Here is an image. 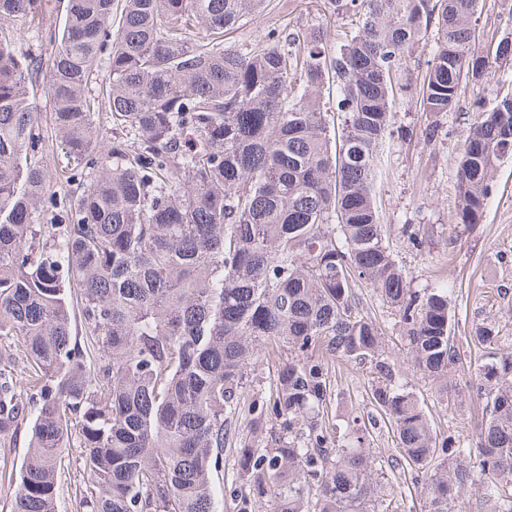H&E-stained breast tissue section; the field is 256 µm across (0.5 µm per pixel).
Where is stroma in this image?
<instances>
[{"label":"stroma","mask_w":512,"mask_h":512,"mask_svg":"<svg viewBox=\"0 0 512 512\" xmlns=\"http://www.w3.org/2000/svg\"><path fill=\"white\" fill-rule=\"evenodd\" d=\"M61 24L54 6H44L38 24L27 28L16 45L18 54L48 60L51 30ZM318 28L328 42L337 33L355 30L350 18L332 9H307L304 0H271L269 7L240 29L226 35L225 46L259 39L268 30ZM473 98L462 93L448 112L422 111L412 96H401L392 108L391 135L386 140L385 172L376 186V202L386 236L399 266L415 289L448 285L457 309L454 332L465 354L461 368L448 374V399L440 401L435 384L413 380L438 432L474 443L475 427L482 419L483 405L473 398L466 384V369L482 361L483 349L472 340L479 324L496 327L502 345L512 346V157L501 159L493 174L483 221L460 223L455 215L456 171L454 159L470 123ZM442 130L440 138L427 141L430 124ZM416 233L419 247L406 237ZM360 307L379 324L389 341L387 354L402 362L404 350L399 325L390 310L369 289L359 293ZM374 376L370 367L338 365L335 395L328 406L333 423L344 424L348 415L371 408ZM29 442L28 425L19 426L11 439L0 444V512H11L12 489L20 474ZM59 485L60 512H81L80 500L88 476L80 460V449L71 446L63 453Z\"/></svg>","instance_id":"1"}]
</instances>
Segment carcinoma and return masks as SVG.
Masks as SVG:
<instances>
[{
	"instance_id": "carcinoma-1",
	"label": "carcinoma",
	"mask_w": 512,
	"mask_h": 512,
	"mask_svg": "<svg viewBox=\"0 0 512 512\" xmlns=\"http://www.w3.org/2000/svg\"><path fill=\"white\" fill-rule=\"evenodd\" d=\"M266 3L64 0L42 67L15 49L37 0H0V338L32 362L0 376V442L36 405L12 512H58L73 441L91 483L82 512H220L228 424L257 354L280 345L290 358L274 392L250 399L234 449L237 512H397L365 446L380 419L398 445L388 469L415 473L426 512H456L470 490L479 512H512V351L488 353L470 381L485 412L475 448L439 437L407 375L445 382L460 364L455 305L445 284L411 288L375 200L392 105L411 89L399 72L430 41L417 101L447 112L472 86L456 216L482 221L512 156V94L489 107L481 94L501 64L479 41L482 0H329L358 18L333 50L316 28L224 46ZM37 87L67 160L54 181L79 187L58 235L41 224L56 194ZM102 111L112 142L96 161ZM72 286L92 364L73 339ZM361 287L398 317L404 364L359 309ZM473 340L499 337L482 324ZM337 362L377 375L372 411L342 437L325 416ZM270 426L281 434L266 442Z\"/></svg>"
}]
</instances>
